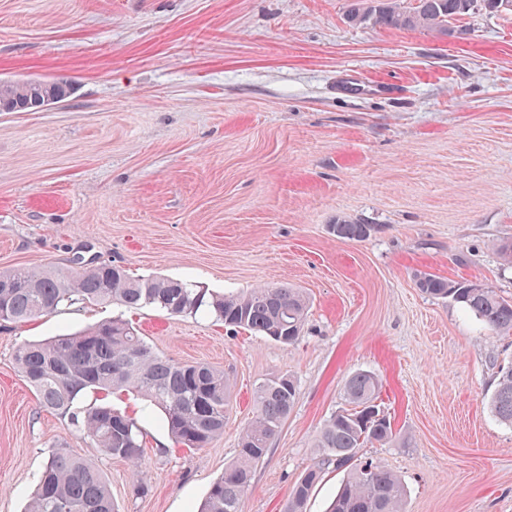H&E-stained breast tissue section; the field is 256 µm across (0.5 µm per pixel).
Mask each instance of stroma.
Listing matches in <instances>:
<instances>
[{
    "label": "stroma",
    "instance_id": "stroma-1",
    "mask_svg": "<svg viewBox=\"0 0 512 512\" xmlns=\"http://www.w3.org/2000/svg\"><path fill=\"white\" fill-rule=\"evenodd\" d=\"M350 8L0 0V80L72 84L61 103L0 112V270L93 258L224 293L287 283L310 300L292 345L109 303L0 321V512H24L51 449L88 450L20 376L17 347L118 315L157 353L232 383L224 433L201 449L136 396H111L144 436L139 467L97 459L120 512H198L255 415L254 385L286 373L296 403L242 503L281 512L360 371L378 377L397 435L360 454L405 481V512H512V426L487 404L512 335L417 286L430 273L512 299L493 248L512 242V11L480 2L441 34L355 25ZM343 220L369 236L336 237Z\"/></svg>",
    "mask_w": 512,
    "mask_h": 512
}]
</instances>
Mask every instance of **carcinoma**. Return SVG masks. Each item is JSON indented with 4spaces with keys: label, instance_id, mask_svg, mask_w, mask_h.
<instances>
[{
    "label": "carcinoma",
    "instance_id": "carcinoma-1",
    "mask_svg": "<svg viewBox=\"0 0 512 512\" xmlns=\"http://www.w3.org/2000/svg\"><path fill=\"white\" fill-rule=\"evenodd\" d=\"M477 0H353L351 23L371 22L399 29L448 33V24L469 14ZM72 88L57 79L0 86V109L12 104L27 111L30 101L53 95L63 100ZM336 237L361 240L365 224L334 225ZM422 292L448 297L471 311L495 334L512 333V300L484 284L445 280L432 274L418 278ZM110 303L126 309L152 307L169 315L200 310L230 327L259 333L288 345L301 337L309 299L288 284L259 285L241 295H224L178 279L133 278L120 265L94 259L76 273L18 268L0 271V320L23 324L63 305ZM18 372L42 407L68 418L98 455L138 465L143 436L136 420L106 403L118 391L135 392L160 410L175 443L205 448L224 433L231 404L224 370L208 363H176L156 354L145 339L120 317L75 334L25 343L14 354ZM92 392L100 402L81 404ZM380 384L369 372L350 376L344 385L346 407L332 413L314 440L320 459L293 486L283 512H306V503L322 482L325 469L344 473L328 512H404L406 488L379 463L359 459L368 443L386 445L395 438L385 416L372 418ZM297 382L274 375L254 388L257 415L238 441L237 459L214 481L200 512H242L251 487L253 466L267 454L270 441L288 419ZM495 417L512 425V366L503 367L488 397ZM26 512H118L107 485L88 455L54 448L38 477Z\"/></svg>",
    "mask_w": 512,
    "mask_h": 512
}]
</instances>
